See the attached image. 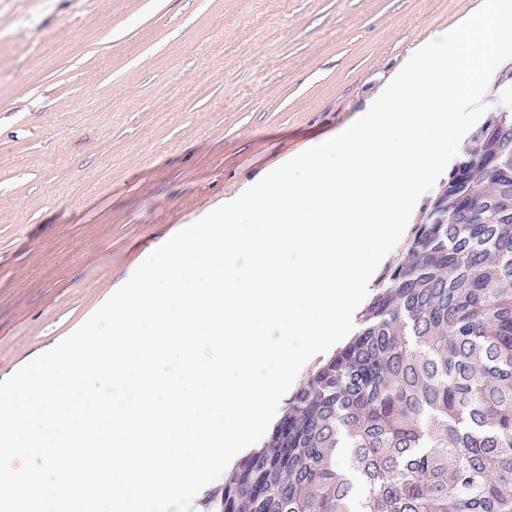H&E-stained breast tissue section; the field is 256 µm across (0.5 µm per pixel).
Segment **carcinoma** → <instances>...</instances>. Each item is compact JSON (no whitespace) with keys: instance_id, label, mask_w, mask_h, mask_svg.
Here are the masks:
<instances>
[{"instance_id":"1","label":"carcinoma","mask_w":512,"mask_h":512,"mask_svg":"<svg viewBox=\"0 0 512 512\" xmlns=\"http://www.w3.org/2000/svg\"><path fill=\"white\" fill-rule=\"evenodd\" d=\"M217 498L218 512H512V112L481 125L359 329Z\"/></svg>"}]
</instances>
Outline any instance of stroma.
Here are the masks:
<instances>
[{
	"mask_svg": "<svg viewBox=\"0 0 512 512\" xmlns=\"http://www.w3.org/2000/svg\"><path fill=\"white\" fill-rule=\"evenodd\" d=\"M471 0H0V380L335 136ZM50 34L62 48L44 50Z\"/></svg>",
	"mask_w": 512,
	"mask_h": 512,
	"instance_id": "obj_1",
	"label": "stroma"
}]
</instances>
